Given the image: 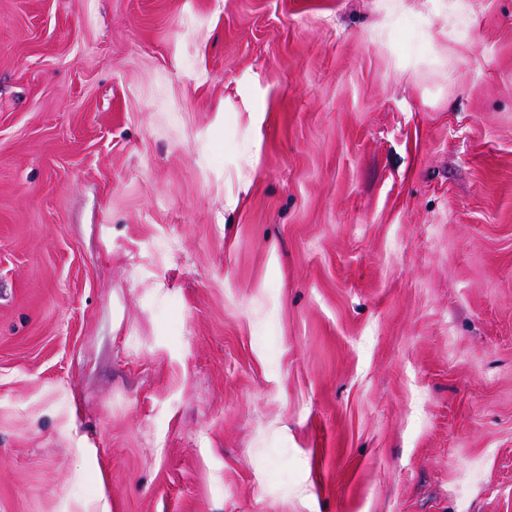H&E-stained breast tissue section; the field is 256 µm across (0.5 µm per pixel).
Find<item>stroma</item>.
<instances>
[{
  "mask_svg": "<svg viewBox=\"0 0 512 512\" xmlns=\"http://www.w3.org/2000/svg\"><path fill=\"white\" fill-rule=\"evenodd\" d=\"M0 512H512V0H0Z\"/></svg>",
  "mask_w": 512,
  "mask_h": 512,
  "instance_id": "35a3bbf8",
  "label": "stroma"
}]
</instances>
